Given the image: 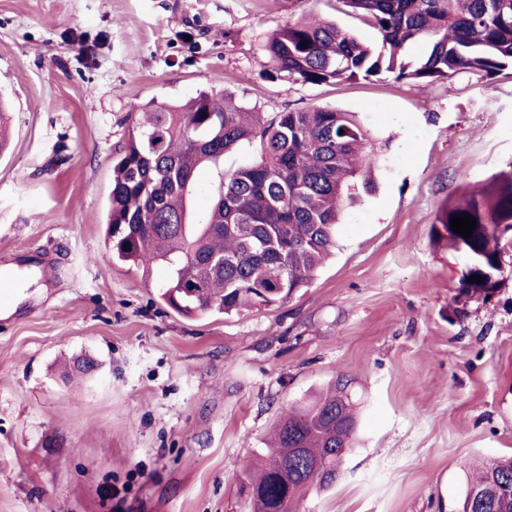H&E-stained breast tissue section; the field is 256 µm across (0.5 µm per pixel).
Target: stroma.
<instances>
[{"label": "stroma", "instance_id": "35a3bbf8", "mask_svg": "<svg viewBox=\"0 0 512 512\" xmlns=\"http://www.w3.org/2000/svg\"><path fill=\"white\" fill-rule=\"evenodd\" d=\"M315 16L379 41L340 0H0V263L32 275L0 317V512H245L243 467L340 377L356 444L301 512H458L465 463L512 455V246L496 293L464 303L431 235L512 169V73L269 79L266 39ZM221 90L268 116L358 113L375 188L283 304L187 317L163 265L111 259L112 162L132 105Z\"/></svg>", "mask_w": 512, "mask_h": 512}]
</instances>
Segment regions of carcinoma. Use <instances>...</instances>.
Returning a JSON list of instances; mask_svg holds the SVG:
<instances>
[{"instance_id":"carcinoma-1","label":"carcinoma","mask_w":512,"mask_h":512,"mask_svg":"<svg viewBox=\"0 0 512 512\" xmlns=\"http://www.w3.org/2000/svg\"><path fill=\"white\" fill-rule=\"evenodd\" d=\"M379 33L372 47L335 23L313 18L273 33L265 60L276 74L311 85L388 74L433 85L459 73L492 76L512 66V0H343ZM430 45L406 61V45ZM307 46H301V43ZM135 119L113 160L107 213L112 262L169 271L162 298L187 316L270 307L306 287L336 246L346 204L370 191L373 152L355 112L287 110L267 119L227 93L184 105L132 106ZM257 140L256 164L219 175L213 201L195 222L192 191L202 165ZM470 215L469 238L452 216ZM512 230V170L466 190L440 209L436 243L465 258L458 296L487 299L501 272L502 234ZM479 275L482 282H468ZM349 380L278 421L271 447L239 479L247 512H284L312 488L336 481L353 448L356 420ZM459 512H512V456L485 461L463 488Z\"/></svg>"}]
</instances>
